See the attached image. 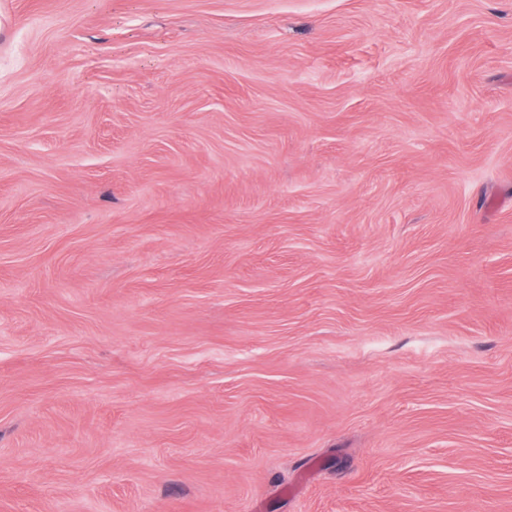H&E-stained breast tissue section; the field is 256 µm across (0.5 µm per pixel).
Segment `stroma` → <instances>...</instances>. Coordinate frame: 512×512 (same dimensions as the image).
Wrapping results in <instances>:
<instances>
[{
    "label": "stroma",
    "mask_w": 512,
    "mask_h": 512,
    "mask_svg": "<svg viewBox=\"0 0 512 512\" xmlns=\"http://www.w3.org/2000/svg\"><path fill=\"white\" fill-rule=\"evenodd\" d=\"M0 512H512V0H0Z\"/></svg>",
    "instance_id": "stroma-1"
}]
</instances>
